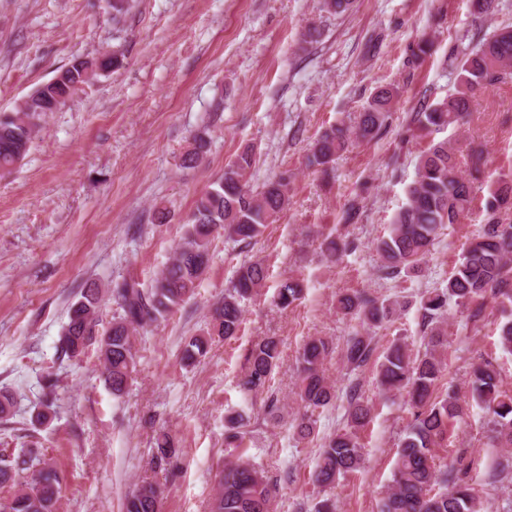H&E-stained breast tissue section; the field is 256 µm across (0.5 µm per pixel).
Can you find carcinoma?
<instances>
[{
	"instance_id": "cac0c4a2",
	"label": "carcinoma",
	"mask_w": 512,
	"mask_h": 512,
	"mask_svg": "<svg viewBox=\"0 0 512 512\" xmlns=\"http://www.w3.org/2000/svg\"><path fill=\"white\" fill-rule=\"evenodd\" d=\"M475 19L484 21L495 13L496 0H471ZM456 61L455 92L436 104H422L415 121L422 130L455 127L463 124L472 99L482 89L512 77V26L495 29L489 37L470 46L453 47ZM121 64L116 53L73 63L51 81L22 97L8 112H0V168L18 164L28 154L42 122L56 111L81 86L100 75L115 71ZM394 88L378 90L360 112L354 129L334 125L310 146L305 166L315 173L329 174L337 157L351 138L371 142L386 129ZM209 141L202 134L192 138L183 158L188 166L197 165L208 152ZM258 162L253 148L246 147L224 167V174L202 191L174 253L153 284L145 289L132 279L112 282L110 297L120 309L98 344L101 372L112 394L122 395L135 370L133 332L151 327L181 307L194 294L210 261V248L216 236L234 245H249L262 236L288 207L291 176L283 171L254 189L249 183ZM473 202L472 181L463 175L458 150L443 141L421 155L415 179L407 190V201L387 226V234L374 243L383 279L416 274L431 253L444 230L458 224L470 212ZM512 205V177L501 174L492 181L485 201L486 224L482 233L463 248L454 270L445 284L421 297L419 319L425 349L412 352L408 345L395 341L379 357H374L372 337L357 333L343 349V359L353 370L376 362L377 383L386 392L407 399L414 409L394 462L391 485L378 503V512H482L483 503L469 484V465L456 456L436 463L435 449L448 447V434L463 419L468 401L450 389L434 395L442 377L444 363L438 347L443 345V325L449 311H462L478 299L512 303V221L502 218ZM355 248L348 236H329L322 243L325 260L335 264ZM267 278L260 262H245L235 271L224 300L215 308L214 334L224 338L238 335L245 300L258 293ZM301 281L289 278L281 283L274 303L288 309L304 298ZM102 295L97 287L82 290L69 308V321L59 338L62 358L79 356L89 346L86 334L96 330ZM404 307L398 300L371 292L351 291L338 296L341 314L373 328L390 321ZM208 353V340L193 337L184 346L182 360L193 364ZM329 353L328 343L312 337L297 357V395L302 411L294 428L302 439L314 433L315 413L330 405L335 396L323 369ZM279 341L265 337L255 342L239 387L247 395H257L269 386L280 367ZM469 398L489 418L491 432L499 447L512 448V395L503 390L500 372L491 364H479L472 370ZM250 415L243 409L225 417L224 444L241 448ZM371 420V408L364 402L359 386H350L345 426L328 437L312 473L321 488L336 486L363 463L360 433ZM158 463H174L170 438L161 434L156 441ZM8 483L16 491L0 502V512H56L61 493L58 472L37 448H20L0 455V485ZM276 484L264 470L242 459L228 463L221 474L220 488L211 512H273ZM161 487L143 480L127 500L126 512H161Z\"/></svg>"
}]
</instances>
